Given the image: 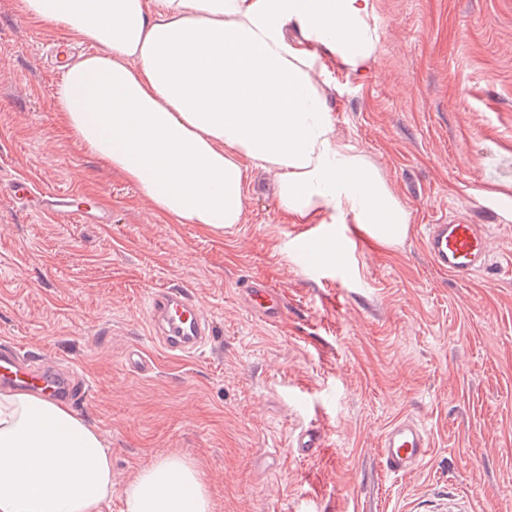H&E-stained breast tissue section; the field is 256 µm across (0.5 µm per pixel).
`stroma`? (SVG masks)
Masks as SVG:
<instances>
[{"label":"stroma","mask_w":512,"mask_h":512,"mask_svg":"<svg viewBox=\"0 0 512 512\" xmlns=\"http://www.w3.org/2000/svg\"><path fill=\"white\" fill-rule=\"evenodd\" d=\"M376 19L367 77L333 73L329 105L410 232L312 268L263 172L224 231L157 215L60 125L45 62L57 34L0 0V340L87 377L76 411L112 453L104 512L172 454L200 469L213 512H512V0H376ZM16 178L106 195L108 221L36 214L10 198ZM444 216L487 225L486 271L460 280L431 263L424 230ZM254 278L281 293L280 323L241 307ZM167 287L212 324L194 355L151 334L148 297ZM133 349L152 373L127 362ZM402 417L425 426L432 455L396 478L379 443ZM311 426L322 446L304 460L289 439Z\"/></svg>","instance_id":"stroma-1"}]
</instances>
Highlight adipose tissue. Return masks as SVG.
<instances>
[{"mask_svg": "<svg viewBox=\"0 0 512 512\" xmlns=\"http://www.w3.org/2000/svg\"><path fill=\"white\" fill-rule=\"evenodd\" d=\"M90 51L56 87L72 140L179 224L243 223L249 173L272 175L293 224H354L386 246L409 214L336 133L334 70L361 76L381 41L374 0H16ZM112 454L70 405L0 393V512H103ZM123 512H212L173 455L127 485Z\"/></svg>", "mask_w": 512, "mask_h": 512, "instance_id": "1", "label": "adipose tissue"}]
</instances>
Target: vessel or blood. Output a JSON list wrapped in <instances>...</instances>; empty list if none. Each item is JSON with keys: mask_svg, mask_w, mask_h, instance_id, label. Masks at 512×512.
I'll list each match as a JSON object with an SVG mask.
<instances>
[{"mask_svg": "<svg viewBox=\"0 0 512 512\" xmlns=\"http://www.w3.org/2000/svg\"><path fill=\"white\" fill-rule=\"evenodd\" d=\"M104 202L88 209L75 205L72 197L55 193L41 194L37 210L56 221L65 222L104 211ZM424 247L433 265L459 279H467L486 270L492 263L489 235L483 225L454 218L429 225ZM250 314L274 325L284 315L279 291L254 280L240 293ZM148 322L161 346L175 354L198 352L211 335V325L198 301L182 288H157L149 297ZM0 387L37 393L50 400L80 404L87 390L86 379L75 369L40 355L22 352L10 341L0 342ZM322 446V438L312 429L294 435L291 448L302 459L313 457ZM432 453L430 437L416 420L403 418L388 425L381 435L380 458L387 473L401 477L423 466Z\"/></svg>", "mask_w": 512, "mask_h": 512, "instance_id": "vessel-or-blood-1", "label": "vessel or blood"}]
</instances>
